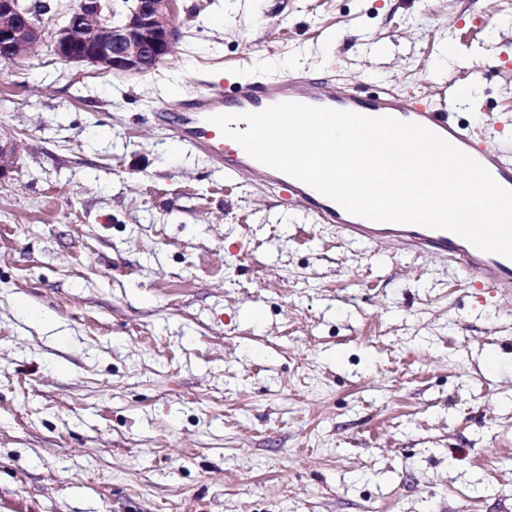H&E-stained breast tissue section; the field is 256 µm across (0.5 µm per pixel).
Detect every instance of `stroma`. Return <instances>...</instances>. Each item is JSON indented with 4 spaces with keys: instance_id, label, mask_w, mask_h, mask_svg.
I'll return each instance as SVG.
<instances>
[{
    "instance_id": "stroma-1",
    "label": "stroma",
    "mask_w": 512,
    "mask_h": 512,
    "mask_svg": "<svg viewBox=\"0 0 512 512\" xmlns=\"http://www.w3.org/2000/svg\"><path fill=\"white\" fill-rule=\"evenodd\" d=\"M175 7L144 76L0 64V512H512V301L170 154L163 120L298 65L512 147V0Z\"/></svg>"
}]
</instances>
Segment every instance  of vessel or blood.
<instances>
[{"label": "vessel or blood", "instance_id": "obj_1", "mask_svg": "<svg viewBox=\"0 0 512 512\" xmlns=\"http://www.w3.org/2000/svg\"><path fill=\"white\" fill-rule=\"evenodd\" d=\"M285 102L369 117L390 116L420 124L471 156L487 168L502 187L512 190V156L496 145L501 135L498 124H486L477 132L468 123L454 119L447 105L392 92L365 99L359 96L352 82L314 80L300 70L283 78L236 82L223 95L193 92L167 115L174 142L204 154L215 169L223 171L225 179L259 178L268 188L281 190L289 206L303 209L319 223L334 225L347 241L379 248L401 247L418 255L446 259L483 287L512 298V258L481 251L447 230L375 222L351 215L312 187L254 160L210 121L211 116L217 114L259 112Z\"/></svg>", "mask_w": 512, "mask_h": 512}]
</instances>
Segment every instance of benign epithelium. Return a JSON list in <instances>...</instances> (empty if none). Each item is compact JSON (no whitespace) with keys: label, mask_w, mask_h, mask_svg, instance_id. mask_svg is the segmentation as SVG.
<instances>
[{"label":"benign epithelium","mask_w":512,"mask_h":512,"mask_svg":"<svg viewBox=\"0 0 512 512\" xmlns=\"http://www.w3.org/2000/svg\"><path fill=\"white\" fill-rule=\"evenodd\" d=\"M176 0H75L50 32L55 55L76 66L114 74H146L179 38ZM41 0H0V50L33 52L44 37Z\"/></svg>","instance_id":"1"}]
</instances>
